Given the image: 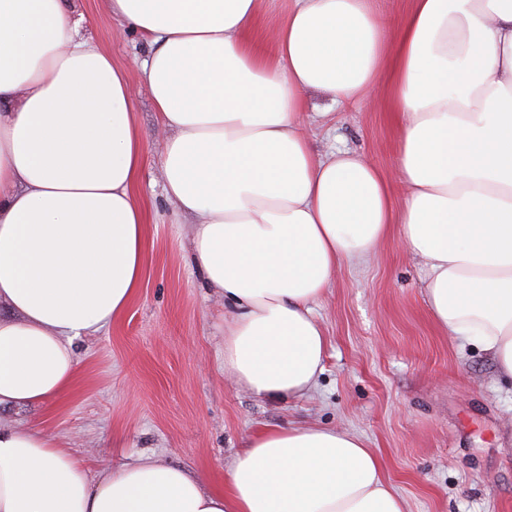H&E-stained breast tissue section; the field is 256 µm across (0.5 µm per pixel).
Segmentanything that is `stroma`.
Listing matches in <instances>:
<instances>
[{"label": "stroma", "instance_id": "35a3bbf8", "mask_svg": "<svg viewBox=\"0 0 512 512\" xmlns=\"http://www.w3.org/2000/svg\"><path fill=\"white\" fill-rule=\"evenodd\" d=\"M86 34L123 68L150 145L135 191L148 210L145 277L125 313L75 339L70 391L0 420L46 429L91 472L145 455L182 467L205 487L224 477L250 436L273 426L320 425L360 435L383 460L409 512H512V381L478 345L439 331L424 267L396 237L361 265H342L316 308L329 339L324 371L303 396H253L224 373L230 306L190 258L191 215L166 197L155 105L137 60L149 44L119 30L108 0H79ZM300 121L315 155L357 152L395 171L397 127L369 100L333 105L306 92ZM333 105L325 118L315 107Z\"/></svg>", "mask_w": 512, "mask_h": 512}]
</instances>
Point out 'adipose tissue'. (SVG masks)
<instances>
[{
  "mask_svg": "<svg viewBox=\"0 0 512 512\" xmlns=\"http://www.w3.org/2000/svg\"><path fill=\"white\" fill-rule=\"evenodd\" d=\"M150 47L168 200L192 261L232 309L224 371L293 398L323 370L313 306L344 263L390 234L421 257L445 335L512 379V0H408L387 32L372 0H294L274 57L261 0H110ZM73 0H0V410L63 396L74 339L111 324L144 275L146 162L123 69ZM382 92L398 123L394 179L343 150L316 158L305 92ZM0 512H408L351 432L265 428L223 489L150 456L90 473L45 429L0 423Z\"/></svg>",
  "mask_w": 512,
  "mask_h": 512,
  "instance_id": "adipose-tissue-1",
  "label": "adipose tissue"
}]
</instances>
